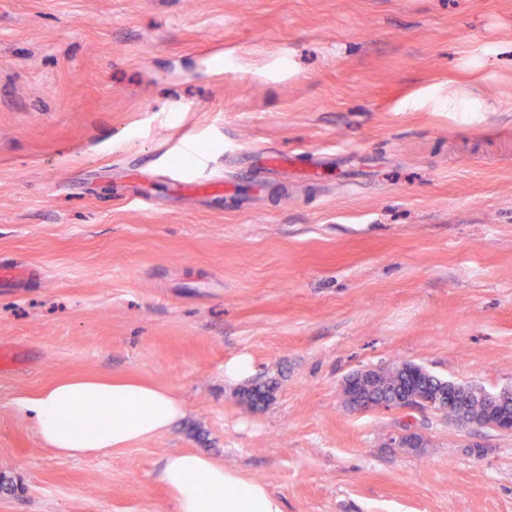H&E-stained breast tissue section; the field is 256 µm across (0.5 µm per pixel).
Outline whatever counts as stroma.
Wrapping results in <instances>:
<instances>
[{"mask_svg": "<svg viewBox=\"0 0 512 512\" xmlns=\"http://www.w3.org/2000/svg\"><path fill=\"white\" fill-rule=\"evenodd\" d=\"M0 266V512H174L177 450L284 512H512V433L341 396L512 389V0H0ZM72 376L186 413L61 457L24 405ZM422 366L412 362H401L390 368H379V377L371 392L365 391V396L379 402L382 399L392 400L401 389H411L414 393H425L429 395L439 394L443 391L448 393V405L451 404L452 394L448 392L449 380L442 379L431 372L425 374L420 371ZM447 382V383H446Z\"/></svg>", "mask_w": 512, "mask_h": 512, "instance_id": "35a3bbf8", "label": "stroma"}]
</instances>
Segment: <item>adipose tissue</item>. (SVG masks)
<instances>
[{
  "mask_svg": "<svg viewBox=\"0 0 512 512\" xmlns=\"http://www.w3.org/2000/svg\"><path fill=\"white\" fill-rule=\"evenodd\" d=\"M54 453L82 458L170 431L185 411L171 389L127 378L73 377L43 388L24 407ZM175 512H283L268 487L199 453L173 452L157 476Z\"/></svg>",
  "mask_w": 512,
  "mask_h": 512,
  "instance_id": "1",
  "label": "adipose tissue"
}]
</instances>
